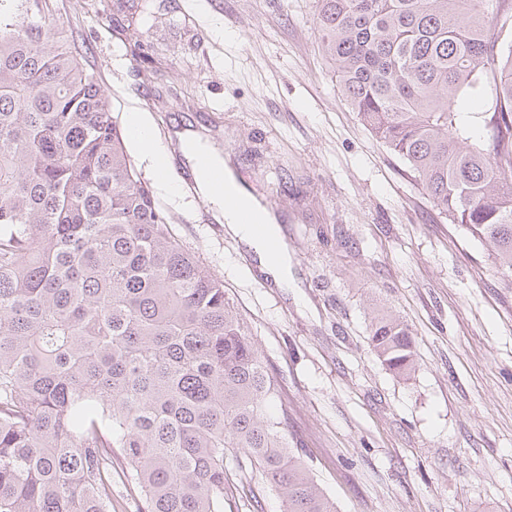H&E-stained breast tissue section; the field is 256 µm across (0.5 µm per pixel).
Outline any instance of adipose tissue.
Here are the masks:
<instances>
[{
	"instance_id": "obj_1",
	"label": "adipose tissue",
	"mask_w": 512,
	"mask_h": 512,
	"mask_svg": "<svg viewBox=\"0 0 512 512\" xmlns=\"http://www.w3.org/2000/svg\"><path fill=\"white\" fill-rule=\"evenodd\" d=\"M195 179L201 193L207 197L212 204L219 208L220 215L224 220L228 231L237 236L241 241L253 248L258 258V265L261 271L272 279L276 285H284L288 281V251L279 249L277 253H269L265 241L255 238L247 225L237 221L235 215L224 208V188L235 185L236 180L233 172H226L225 185H217L211 182L205 171L199 170L195 173Z\"/></svg>"
}]
</instances>
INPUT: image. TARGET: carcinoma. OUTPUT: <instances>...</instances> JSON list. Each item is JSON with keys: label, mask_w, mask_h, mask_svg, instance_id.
Returning a JSON list of instances; mask_svg holds the SVG:
<instances>
[{"label": "carcinoma", "mask_w": 512, "mask_h": 512, "mask_svg": "<svg viewBox=\"0 0 512 512\" xmlns=\"http://www.w3.org/2000/svg\"><path fill=\"white\" fill-rule=\"evenodd\" d=\"M157 0L129 6L133 55ZM352 111L440 217L512 274V0H317ZM52 0H0V512H224V453L285 512H337L269 411L279 391L224 281L175 236ZM491 105L477 112L487 87ZM371 343L414 364L389 317ZM114 482L116 512H136L135 501L139 498V492L133 489L131 484L118 471L112 469V486Z\"/></svg>", "instance_id": "1"}]
</instances>
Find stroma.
<instances>
[{
  "label": "stroma",
  "instance_id": "stroma-1",
  "mask_svg": "<svg viewBox=\"0 0 512 512\" xmlns=\"http://www.w3.org/2000/svg\"><path fill=\"white\" fill-rule=\"evenodd\" d=\"M116 0H53L109 93L130 159L182 243L224 282L287 410L286 430L338 512H512V275L439 217L361 121L320 48L316 0H166L133 59ZM139 112L158 177L128 124ZM219 148L278 220L288 285L185 193L179 135ZM408 325L392 373L374 318ZM244 454L224 459V512H284Z\"/></svg>",
  "mask_w": 512,
  "mask_h": 512
}]
</instances>
